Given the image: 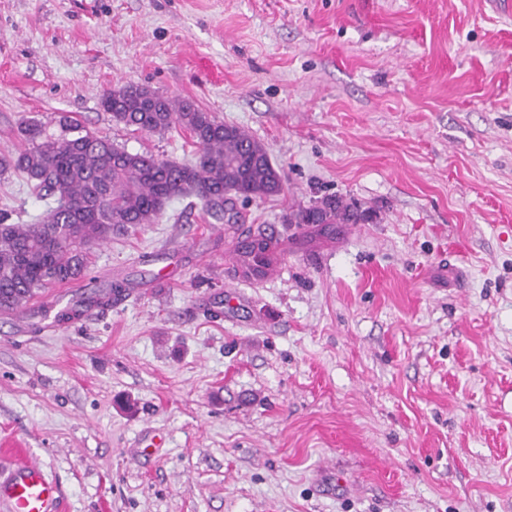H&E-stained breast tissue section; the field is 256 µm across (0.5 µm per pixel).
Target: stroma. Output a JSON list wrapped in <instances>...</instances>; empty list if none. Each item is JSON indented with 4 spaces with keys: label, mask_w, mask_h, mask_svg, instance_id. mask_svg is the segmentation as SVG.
Segmentation results:
<instances>
[{
    "label": "stroma",
    "mask_w": 512,
    "mask_h": 512,
    "mask_svg": "<svg viewBox=\"0 0 512 512\" xmlns=\"http://www.w3.org/2000/svg\"><path fill=\"white\" fill-rule=\"evenodd\" d=\"M125 84L245 130L283 190L232 223L175 198L56 312L0 314V469L22 448L62 512H512V0H0V156L64 113L195 162L112 120ZM330 195L364 219L288 223ZM45 211L0 174L8 223ZM259 226L281 273L243 280Z\"/></svg>",
    "instance_id": "1"
}]
</instances>
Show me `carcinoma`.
Masks as SVG:
<instances>
[{
	"mask_svg": "<svg viewBox=\"0 0 512 512\" xmlns=\"http://www.w3.org/2000/svg\"><path fill=\"white\" fill-rule=\"evenodd\" d=\"M112 120L135 131L164 133L178 125L193 138L195 163L180 164L133 153L91 132L67 115L29 121L20 129L25 148L0 157V173L25 174L41 198L53 201L35 224L0 218V313L21 309L40 292L82 279L92 246L118 228L154 223L174 197L193 196L213 220H224L232 198L278 194L282 178L266 149L245 131L216 120L188 101H174L149 87L128 84L103 94ZM359 210L333 196L288 217L290 224H356ZM273 244L257 239L242 248L241 261L261 273ZM125 284L91 292L89 305H109Z\"/></svg>",
	"mask_w": 512,
	"mask_h": 512,
	"instance_id": "carcinoma-1",
	"label": "carcinoma"
}]
</instances>
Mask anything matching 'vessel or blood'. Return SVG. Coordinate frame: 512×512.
<instances>
[{
    "mask_svg": "<svg viewBox=\"0 0 512 512\" xmlns=\"http://www.w3.org/2000/svg\"><path fill=\"white\" fill-rule=\"evenodd\" d=\"M0 500L11 512H60V491L35 460L16 456L8 475H0Z\"/></svg>",
    "mask_w": 512,
    "mask_h": 512,
    "instance_id": "obj_1",
    "label": "vessel or blood"
}]
</instances>
